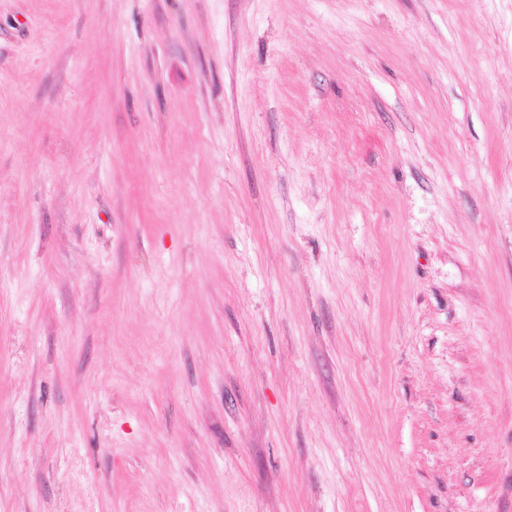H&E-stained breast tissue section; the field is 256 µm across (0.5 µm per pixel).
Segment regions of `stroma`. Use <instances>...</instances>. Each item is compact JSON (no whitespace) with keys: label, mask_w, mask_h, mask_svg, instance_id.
Instances as JSON below:
<instances>
[{"label":"stroma","mask_w":512,"mask_h":512,"mask_svg":"<svg viewBox=\"0 0 512 512\" xmlns=\"http://www.w3.org/2000/svg\"><path fill=\"white\" fill-rule=\"evenodd\" d=\"M0 512H512V0H0Z\"/></svg>","instance_id":"obj_1"}]
</instances>
